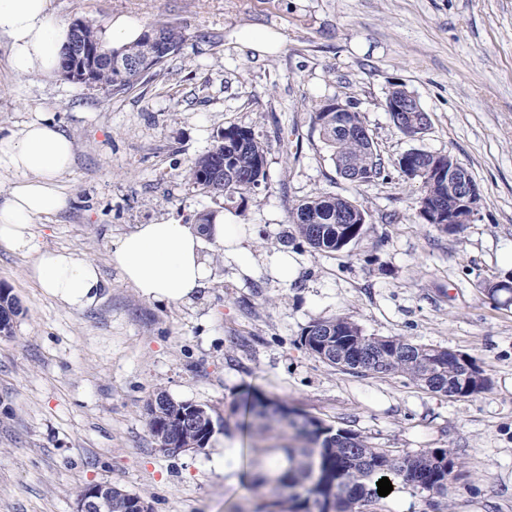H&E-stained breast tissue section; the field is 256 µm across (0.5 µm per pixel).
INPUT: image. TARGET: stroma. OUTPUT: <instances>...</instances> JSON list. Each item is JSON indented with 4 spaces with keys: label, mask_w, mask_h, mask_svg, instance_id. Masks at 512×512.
I'll use <instances>...</instances> for the list:
<instances>
[{
    "label": "stroma",
    "mask_w": 512,
    "mask_h": 512,
    "mask_svg": "<svg viewBox=\"0 0 512 512\" xmlns=\"http://www.w3.org/2000/svg\"><path fill=\"white\" fill-rule=\"evenodd\" d=\"M65 22H165L179 52L120 94L58 76H17L0 38V136L35 106L73 140L65 199L35 225L42 246L92 260L105 288L76 310L28 275L31 257L0 245V286L18 298L0 337V512H74L107 483L152 512H253L243 485L258 438L241 429L253 393L280 400L397 454L450 450L445 494L409 485L372 512H512V302L488 287L512 277V0H54ZM249 30L270 45L247 43ZM428 113L423 137L386 112L393 85ZM337 99L361 112L384 173L356 187L336 172L313 114ZM266 146L267 182L243 211L203 192L192 161L224 127ZM411 149L453 156L481 190L474 220L443 232L420 217L395 162ZM324 193L368 212L364 235L321 254L290 212ZM223 212L255 258L244 267L204 242L210 277L190 300L142 297L110 262L140 224L197 223ZM288 254L292 279L268 263ZM346 316L368 336H401L474 357L488 390L426 391L396 375L330 367L302 345L310 323ZM209 409L205 450L158 448L146 407L156 393Z\"/></svg>",
    "instance_id": "35a3bbf8"
}]
</instances>
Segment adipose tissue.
I'll use <instances>...</instances> for the list:
<instances>
[{"label":"adipose tissue","mask_w":512,"mask_h":512,"mask_svg":"<svg viewBox=\"0 0 512 512\" xmlns=\"http://www.w3.org/2000/svg\"><path fill=\"white\" fill-rule=\"evenodd\" d=\"M0 35L8 40L12 73L52 78L60 71L71 29L56 17L52 0H0ZM73 158V141L46 108L38 109L19 134L0 137V171L14 176L8 198L0 203V245L33 256L30 277L56 301L79 310L99 298V268L74 252L39 246L33 231L38 219L64 206L58 184ZM206 237L228 248L242 265L253 263L237 225L225 223L220 213L203 231L178 222L138 225L113 241L111 263L142 297L181 302L209 277L201 253Z\"/></svg>","instance_id":"adipose-tissue-1"}]
</instances>
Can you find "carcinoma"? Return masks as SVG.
Instances as JSON below:
<instances>
[{"instance_id": "cac0c4a2", "label": "carcinoma", "mask_w": 512, "mask_h": 512, "mask_svg": "<svg viewBox=\"0 0 512 512\" xmlns=\"http://www.w3.org/2000/svg\"><path fill=\"white\" fill-rule=\"evenodd\" d=\"M82 35L92 45L106 47L99 35L98 26L90 19H83ZM146 32L130 44L119 48L120 55L141 58L148 52ZM153 71L149 67L132 71L119 77L115 70L102 69L97 75L98 84L113 93H122L134 87ZM354 129L351 134L337 128L336 122ZM314 123L330 151L336 171L361 175L363 182H370L384 172V162L374 146L370 134L358 111L338 112L328 100L314 112ZM223 140L198 156L191 164L189 175L202 190L224 205L237 210L244 207L247 195L267 181L266 152L262 141L249 127L230 125L224 128ZM224 154V167L235 172L236 177L224 176V185H211V174L216 169V158ZM410 182L418 184L416 203L428 199L443 203L444 210L454 207L455 199L447 189L417 175ZM361 207L353 199L338 195H321L299 203L291 212L295 216L307 212L319 222L303 224L293 221L304 243L317 252L335 253L364 233L362 224L339 226L331 216L340 211ZM0 312L19 314L18 302L9 290L0 288ZM329 331L336 345L348 353L344 363L336 357L322 355L321 342L315 332ZM302 345L322 361L341 371L362 375H400L433 393L445 396L467 397L488 390L490 379L476 360L445 348L415 344L403 337L383 338L367 336L350 318L337 316L316 321L302 332ZM270 402L263 395L255 394L248 404L258 434L274 428L281 433H293L297 445L262 448V453H283L284 464H276L256 474L252 488L264 493L254 512H318L309 506L319 497L331 496L336 501V512H366V507L380 499L377 482L386 477L391 484L403 483L423 491L442 493L447 490L448 477L458 463L446 449L438 448L418 454L399 455L387 448H375L362 436L338 428L332 436H322L314 427L317 419L294 409L270 421L266 412Z\"/></svg>"}]
</instances>
